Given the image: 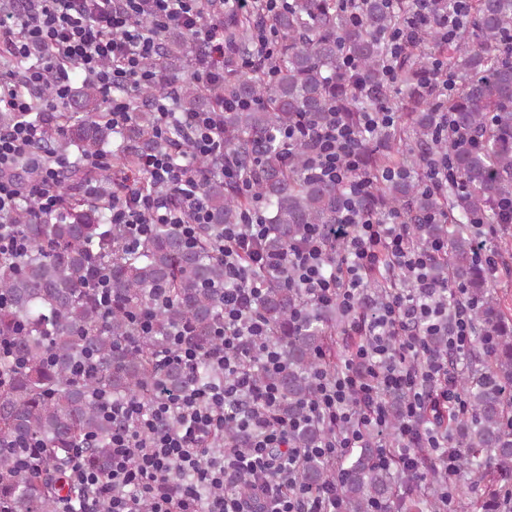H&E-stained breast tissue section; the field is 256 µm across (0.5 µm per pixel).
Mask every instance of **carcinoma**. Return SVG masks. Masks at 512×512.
<instances>
[{"mask_svg":"<svg viewBox=\"0 0 512 512\" xmlns=\"http://www.w3.org/2000/svg\"><path fill=\"white\" fill-rule=\"evenodd\" d=\"M409 0L390 6L389 0H358L342 10L336 0H294L288 11L273 17L281 40L274 60L277 77L266 84L260 78L225 67L224 86L204 93L191 82L184 85L177 107L197 110L225 93L262 104L224 113V138L241 167L257 170L253 193L266 206L271 225L265 249L280 254L304 239L308 227L337 222L343 207L339 188L306 177L305 146L297 142L284 151L280 132L298 115L319 120L331 103L342 106L346 119L359 120L385 97L386 72H395L407 88L396 111L409 117L383 135L384 144L365 151L360 174L375 177L390 164L412 168L433 153L449 155L461 187L448 186V197L426 194L411 179L379 184L360 200L364 211L397 212L407 224L424 225L425 240L448 243V260L435 262L431 277L438 283L459 284L475 306L477 327L472 347L484 368L459 377L468 405L466 415L448 422L456 435L459 469L488 478L490 486L483 512L505 507L498 483L512 482V315L493 294V284L476 259V242L469 225L459 222L425 224L431 214L448 211L461 216L486 215L499 219V204L512 200V0H472L467 36L458 43L423 42L391 61L384 35L402 22ZM261 17H224V33L242 53L258 49ZM189 38L166 39L159 58L161 68L178 74ZM448 60L460 84L445 103L454 128L469 134L465 143L444 138L436 116L421 107L426 98L423 69L430 54ZM359 65L348 71L342 58ZM372 89L361 96L358 83ZM131 98L132 121L124 145L112 147L113 129L100 92L89 84L74 91L69 111L39 115L47 127L64 126L60 138L46 147L71 152L76 162L69 177L86 175L80 160L103 156L114 168L132 169L140 154L158 147L153 137L154 113ZM208 208L205 225L190 246L177 224H158L152 234L134 246L126 245L125 228L111 224L109 192L95 205L66 200L60 218L37 220L33 202L18 208L14 223L28 239V252L19 258H0V340L10 342L14 359L0 362V442L37 439L43 445V464L22 474L9 473L11 449L0 451V512H55L60 497H79L69 478V455L85 448L88 462L105 472L111 465L112 421L95 404L94 393L115 399H152V384L163 381L171 391L207 382L213 372L200 367L189 374L161 361L172 333L205 350L216 340L223 314L224 261L213 253V238L226 224L241 221L244 200L234 185L219 175L202 184ZM110 276L112 303L99 304L86 287L95 270ZM266 288L258 310L283 351L288 368L269 373L254 365L255 376L276 384L282 394L281 412L290 419L302 414L312 396L310 375L325 362L328 337L336 331V309L316 305L288 287L280 272L263 270ZM168 297L157 306L156 290ZM156 310L148 336L136 334V320ZM94 363L87 374H75L87 355ZM324 435L313 422L294 432L291 442L305 448ZM374 449L351 448L342 465L341 493L347 512H371L376 502L392 501L389 474L376 467ZM333 470L321 459H310L299 478L318 485Z\"/></svg>","mask_w":512,"mask_h":512,"instance_id":"cac0c4a2","label":"carcinoma"}]
</instances>
